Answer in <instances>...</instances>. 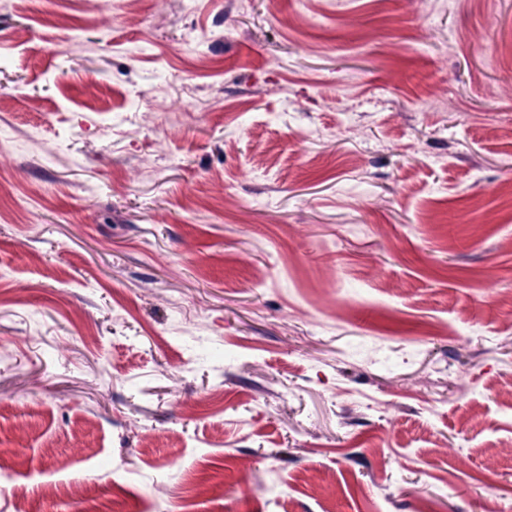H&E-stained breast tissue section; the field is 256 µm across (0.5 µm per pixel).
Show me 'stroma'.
I'll return each instance as SVG.
<instances>
[{
	"label": "stroma",
	"mask_w": 512,
	"mask_h": 512,
	"mask_svg": "<svg viewBox=\"0 0 512 512\" xmlns=\"http://www.w3.org/2000/svg\"><path fill=\"white\" fill-rule=\"evenodd\" d=\"M0 512H512V0H0Z\"/></svg>",
	"instance_id": "stroma-1"
}]
</instances>
